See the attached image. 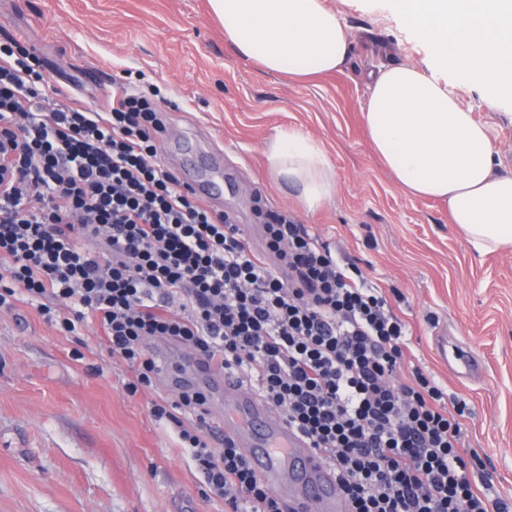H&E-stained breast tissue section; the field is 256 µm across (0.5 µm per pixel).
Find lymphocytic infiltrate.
<instances>
[{"mask_svg": "<svg viewBox=\"0 0 512 512\" xmlns=\"http://www.w3.org/2000/svg\"><path fill=\"white\" fill-rule=\"evenodd\" d=\"M36 49L0 44V307L22 302L72 333L92 322L132 376L172 342L238 375L335 468L351 512H512L478 453L466 401L406 355L382 289L285 215L264 252L157 161L152 102L119 86L103 112L47 103ZM204 393L153 402L224 512H282L242 448L215 447Z\"/></svg>", "mask_w": 512, "mask_h": 512, "instance_id": "obj_1", "label": "lymphocytic infiltrate"}]
</instances>
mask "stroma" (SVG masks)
<instances>
[{
	"instance_id": "1",
	"label": "stroma",
	"mask_w": 512,
	"mask_h": 512,
	"mask_svg": "<svg viewBox=\"0 0 512 512\" xmlns=\"http://www.w3.org/2000/svg\"><path fill=\"white\" fill-rule=\"evenodd\" d=\"M353 34L346 67L295 79L241 57L208 0H0V43L45 60L49 100H112V82L157 95L166 132L158 162L178 179L197 146L212 144L224 198L262 247L269 213L290 215L362 269L407 325V352L449 395L465 399L466 449L477 450L501 495H512V252L478 254L447 207L411 196L374 154L362 112L381 64L423 63V38L391 0H331ZM512 161V116L456 85ZM317 139L337 194L310 212L269 172L264 148L279 129ZM446 329L479 360L457 377L433 338ZM129 367L93 324L59 332L29 305L0 310V512H224L171 425L149 404L166 385L128 396Z\"/></svg>"
}]
</instances>
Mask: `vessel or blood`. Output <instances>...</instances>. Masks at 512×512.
<instances>
[{"instance_id": "vessel-or-blood-1", "label": "vessel or blood", "mask_w": 512, "mask_h": 512, "mask_svg": "<svg viewBox=\"0 0 512 512\" xmlns=\"http://www.w3.org/2000/svg\"><path fill=\"white\" fill-rule=\"evenodd\" d=\"M186 183L204 200L224 191V176L219 171L187 177ZM434 343L449 370L470 373L478 369L475 355L449 342L446 334H437ZM161 356L173 365L169 387L193 386L207 393L210 418L223 425L226 438L245 448L256 477L284 502L288 512H349L350 504L338 488L335 470L267 402L236 379L192 356L178 358L168 350Z\"/></svg>"}]
</instances>
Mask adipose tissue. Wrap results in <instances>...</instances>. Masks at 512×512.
I'll list each match as a JSON object with an SVG mask.
<instances>
[{
  "label": "adipose tissue",
  "instance_id": "adipose-tissue-1",
  "mask_svg": "<svg viewBox=\"0 0 512 512\" xmlns=\"http://www.w3.org/2000/svg\"><path fill=\"white\" fill-rule=\"evenodd\" d=\"M427 46L426 65L391 63L372 79L363 123L374 154L414 196L441 201L452 224L482 254L512 251V173L491 128L456 92L455 74L489 109L512 108V0H394ZM225 39L264 70L300 78L342 69L351 32L327 0H208ZM269 169L314 210L336 193L317 140L277 132Z\"/></svg>",
  "mask_w": 512,
  "mask_h": 512
}]
</instances>
